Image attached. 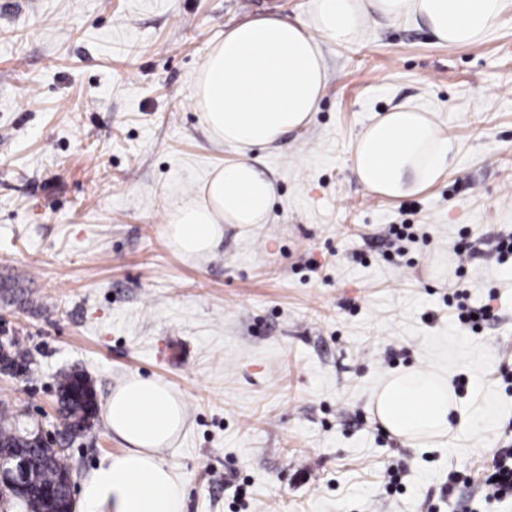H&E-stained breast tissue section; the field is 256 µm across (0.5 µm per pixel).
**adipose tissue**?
I'll list each match as a JSON object with an SVG mask.
<instances>
[{"label":"adipose tissue","mask_w":512,"mask_h":512,"mask_svg":"<svg viewBox=\"0 0 512 512\" xmlns=\"http://www.w3.org/2000/svg\"><path fill=\"white\" fill-rule=\"evenodd\" d=\"M504 0H316L310 22L267 15L226 31L195 77V103L216 142L236 160L215 169L196 198L174 205L166 227L173 250L196 258L213 251L228 224L267 223L276 190L248 153L306 126L326 83L318 37L354 43L374 18L420 19L451 46L481 41L495 27ZM449 139L432 113L404 105L377 116L357 136L351 171L370 193L390 199L422 192L448 166ZM446 382L397 374L379 390L380 426L407 441L462 427ZM105 419L123 440L82 486L91 512H182L172 470L156 455L184 424V401L168 383L133 375L110 394Z\"/></svg>","instance_id":"ef3b65f1"}]
</instances>
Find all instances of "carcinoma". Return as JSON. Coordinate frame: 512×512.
I'll return each instance as SVG.
<instances>
[{"label":"carcinoma","mask_w":512,"mask_h":512,"mask_svg":"<svg viewBox=\"0 0 512 512\" xmlns=\"http://www.w3.org/2000/svg\"><path fill=\"white\" fill-rule=\"evenodd\" d=\"M8 348L11 352L10 357H0V363L4 368L28 364V354L22 343L13 339L9 342ZM56 388L62 425L75 434L90 429L92 424L89 423V419L96 418V414L90 413V406L94 401L91 397L93 388L90 381L78 372L62 373L57 377ZM17 448L25 450L33 458V475L36 483L53 489L60 501L66 502L67 486L61 482L62 477L71 471L66 450L55 448L51 443L40 446L30 442V435L19 431L14 422L0 413V451Z\"/></svg>","instance_id":"1"}]
</instances>
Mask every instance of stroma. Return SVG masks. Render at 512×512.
<instances>
[{
  "mask_svg": "<svg viewBox=\"0 0 512 512\" xmlns=\"http://www.w3.org/2000/svg\"><path fill=\"white\" fill-rule=\"evenodd\" d=\"M313 10L0 0V280L25 278L0 297V328L32 363L0 371V405L56 438L79 486L124 444L102 418L63 436L57 375L86 374L101 406L129 376L163 379L185 401L182 431L157 451L184 512H512L482 491L512 445V257L490 259L512 236V0L472 45L439 44L411 18L320 40L311 121L250 153L275 181L268 222L225 225L203 257L167 243L171 206L238 157L195 105L211 47L248 17ZM401 105L437 115L451 163L420 195L384 199L350 153ZM390 224L411 239L393 246ZM457 291L491 305L478 330L459 326ZM407 370L449 382L465 426L415 444L384 431L375 394Z\"/></svg>",
  "mask_w": 512,
  "mask_h": 512,
  "instance_id": "obj_1",
  "label": "stroma"
}]
</instances>
